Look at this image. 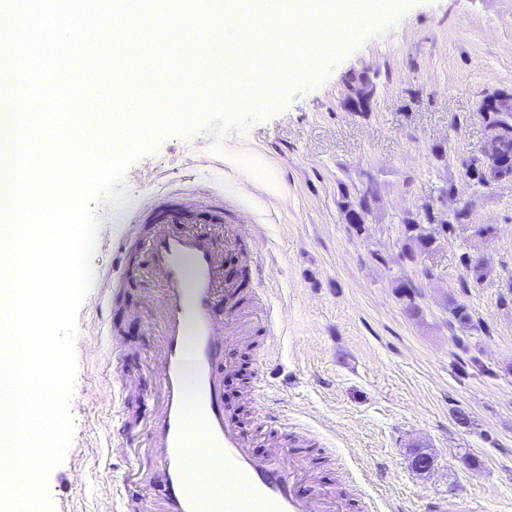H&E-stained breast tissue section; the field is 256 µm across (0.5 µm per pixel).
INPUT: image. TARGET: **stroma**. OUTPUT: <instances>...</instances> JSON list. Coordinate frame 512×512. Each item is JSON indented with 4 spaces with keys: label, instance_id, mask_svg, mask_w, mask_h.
I'll list each match as a JSON object with an SVG mask.
<instances>
[{
    "label": "stroma",
    "instance_id": "stroma-1",
    "mask_svg": "<svg viewBox=\"0 0 512 512\" xmlns=\"http://www.w3.org/2000/svg\"><path fill=\"white\" fill-rule=\"evenodd\" d=\"M342 48L338 59L315 58L317 83L293 81L264 113L237 103L161 137L127 160L111 193L88 201L94 245L71 340L72 430L46 476L53 512H113L125 466L107 456L122 426L108 386L112 347L130 380V419L151 410L158 375L147 329L160 290L143 239L129 249L111 319H96L94 306L130 218L170 192L194 226L226 236L246 218L256 230L225 250L224 277L240 287L245 314L254 291L268 289L281 327L276 341L253 331L229 345L224 405L244 425L258 413L250 387L270 343L268 407L324 436L302 451L317 486L339 495L349 466L379 512L458 503L512 512V178L485 185L468 168L488 135L477 110L484 92L512 93V0H385ZM359 74L374 84L365 109L346 93ZM363 198L359 232L342 203ZM210 199L224 204L221 224L204 209ZM460 210L452 231L405 260L404 218L424 225ZM465 254L483 258L482 282H469ZM400 281L414 300L397 294ZM452 300L467 307L470 331L449 325ZM420 450L434 459L426 475L413 466Z\"/></svg>",
    "mask_w": 512,
    "mask_h": 512
}]
</instances>
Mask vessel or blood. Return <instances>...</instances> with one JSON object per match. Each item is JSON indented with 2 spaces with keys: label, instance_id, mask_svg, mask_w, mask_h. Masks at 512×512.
I'll return each instance as SVG.
<instances>
[{
  "label": "vessel or blood",
  "instance_id": "vessel-or-blood-1",
  "mask_svg": "<svg viewBox=\"0 0 512 512\" xmlns=\"http://www.w3.org/2000/svg\"><path fill=\"white\" fill-rule=\"evenodd\" d=\"M147 236V265L160 286L158 398L162 420L154 462L165 477L162 512H326V494L301 491L304 462L294 448L316 441L315 433L289 427L279 414L266 411L253 431L224 407V356L236 321L215 311L232 292L224 284V257L216 235L207 230H179L183 216L177 205L156 201ZM126 241L116 245L113 267L105 277L99 309H109L111 291L123 281ZM284 433L290 447L259 456L252 435ZM221 460L231 491L214 497L188 468L192 452ZM119 512H155L150 500L135 495L128 484L115 493Z\"/></svg>",
  "mask_w": 512,
  "mask_h": 512
}]
</instances>
